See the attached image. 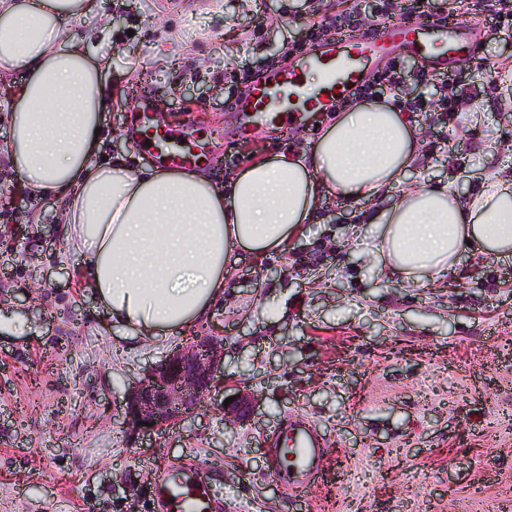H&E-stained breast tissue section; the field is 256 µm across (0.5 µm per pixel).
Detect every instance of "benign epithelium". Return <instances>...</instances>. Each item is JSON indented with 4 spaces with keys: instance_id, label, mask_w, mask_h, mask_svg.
Masks as SVG:
<instances>
[{
    "instance_id": "benign-epithelium-1",
    "label": "benign epithelium",
    "mask_w": 512,
    "mask_h": 512,
    "mask_svg": "<svg viewBox=\"0 0 512 512\" xmlns=\"http://www.w3.org/2000/svg\"><path fill=\"white\" fill-rule=\"evenodd\" d=\"M224 369V340L200 333L175 345L135 383L124 402L123 421L132 432H159L197 413ZM224 407V424L250 421L257 400L247 390L233 393Z\"/></svg>"
}]
</instances>
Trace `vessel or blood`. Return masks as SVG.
<instances>
[{
  "instance_id": "vessel-or-blood-1",
  "label": "vessel or blood",
  "mask_w": 512,
  "mask_h": 512,
  "mask_svg": "<svg viewBox=\"0 0 512 512\" xmlns=\"http://www.w3.org/2000/svg\"><path fill=\"white\" fill-rule=\"evenodd\" d=\"M389 41L418 64L439 70L462 59L467 47L464 28L458 24L436 27L417 21L387 27L365 39L340 36L300 55L293 66L263 72L233 109L250 126L271 120L289 128L301 126L308 114L328 111L359 88L369 62ZM134 113L145 154L172 167L198 165L203 154L191 126L158 124L146 99ZM324 446L323 437L306 417L289 419L284 430L271 432L266 440L271 477L295 492L319 482ZM152 502L155 512H224V503L216 498L210 482L189 461L158 472Z\"/></svg>"
}]
</instances>
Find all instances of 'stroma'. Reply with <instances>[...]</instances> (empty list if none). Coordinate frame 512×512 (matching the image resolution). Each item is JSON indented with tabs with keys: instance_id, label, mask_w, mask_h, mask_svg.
I'll use <instances>...</instances> for the list:
<instances>
[{
	"instance_id": "stroma-1",
	"label": "stroma",
	"mask_w": 512,
	"mask_h": 512,
	"mask_svg": "<svg viewBox=\"0 0 512 512\" xmlns=\"http://www.w3.org/2000/svg\"><path fill=\"white\" fill-rule=\"evenodd\" d=\"M376 0H93L59 25L67 42L101 32L106 84L140 83L165 124L194 123L215 182L246 158L309 147L326 115L303 126L239 133L224 107L225 69L288 66L310 20ZM481 69L454 68L478 91L481 125L437 119L442 72L421 90V155L409 178H455L471 192L512 177V43L478 37ZM133 104L102 116L112 153L133 167ZM9 102L0 97V512H153L157 472L194 456L230 512H512V257L464 252L444 288H410L373 259L376 222L400 186L366 200L324 198L285 252L243 255L209 331L224 339V375L194 417L151 445L122 419L132 381L182 334L132 346L75 278L62 245L63 204L28 195L8 162ZM37 215L29 223L28 215ZM258 397L251 421L224 425V397ZM323 436L322 481L306 492L270 477L263 440L289 417Z\"/></svg>"
}]
</instances>
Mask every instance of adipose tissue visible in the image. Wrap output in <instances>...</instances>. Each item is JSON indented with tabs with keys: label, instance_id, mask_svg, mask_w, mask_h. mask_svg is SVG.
I'll return each mask as SVG.
<instances>
[{
	"label": "adipose tissue",
	"instance_id": "ef3b65f1",
	"mask_svg": "<svg viewBox=\"0 0 512 512\" xmlns=\"http://www.w3.org/2000/svg\"><path fill=\"white\" fill-rule=\"evenodd\" d=\"M91 0H0V80L12 93L8 161L31 195L65 205L64 248L112 325L141 338L190 328L224 299L241 252L285 249L323 197H377L409 172L420 136L408 113L356 103L310 152L247 162L217 184L200 170L104 159L97 130L112 99L105 62L58 38ZM512 255V180L461 197L455 180L414 184L393 204L373 255L414 287L444 281L460 255Z\"/></svg>",
	"mask_w": 512,
	"mask_h": 512
}]
</instances>
